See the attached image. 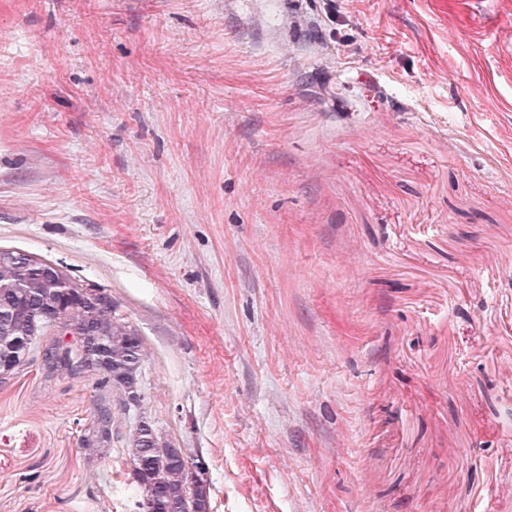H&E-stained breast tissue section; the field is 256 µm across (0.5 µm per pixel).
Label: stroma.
I'll use <instances>...</instances> for the list:
<instances>
[{
    "instance_id": "35a3bbf8",
    "label": "stroma",
    "mask_w": 512,
    "mask_h": 512,
    "mask_svg": "<svg viewBox=\"0 0 512 512\" xmlns=\"http://www.w3.org/2000/svg\"><path fill=\"white\" fill-rule=\"evenodd\" d=\"M336 14L0 0V248L142 337L116 468L143 413L211 512H512V0ZM93 395L0 386V512H131Z\"/></svg>"
}]
</instances>
